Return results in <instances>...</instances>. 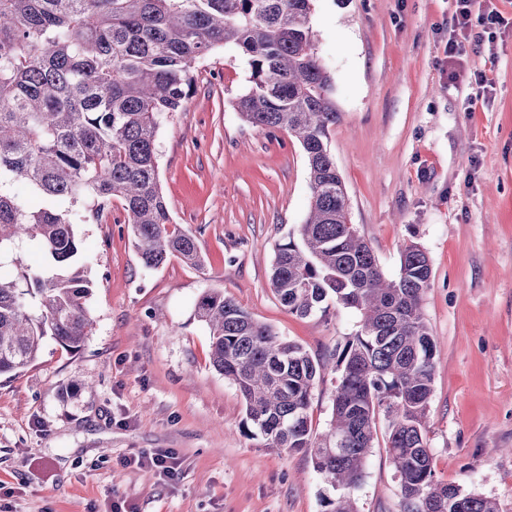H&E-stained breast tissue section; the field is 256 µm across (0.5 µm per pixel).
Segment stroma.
Listing matches in <instances>:
<instances>
[{
	"instance_id": "stroma-1",
	"label": "stroma",
	"mask_w": 512,
	"mask_h": 512,
	"mask_svg": "<svg viewBox=\"0 0 512 512\" xmlns=\"http://www.w3.org/2000/svg\"><path fill=\"white\" fill-rule=\"evenodd\" d=\"M494 4L502 25L474 26L453 65L452 0H314L312 24L332 66L329 147L350 221L386 274L405 242L431 262L435 477L512 512V0ZM247 80L241 57L216 50L159 130L162 191L202 269L175 258L143 268L120 203L112 222L78 225L93 326L80 351L49 340L0 376V512H111L117 497L134 512H323L333 496L304 453L243 434V401L213 369L195 315L220 290L320 357L357 330L354 311L301 318L271 288L275 247L308 210V170L287 131L233 111ZM149 448L176 453L178 481L122 466ZM353 495L359 512H400L384 439Z\"/></svg>"
}]
</instances>
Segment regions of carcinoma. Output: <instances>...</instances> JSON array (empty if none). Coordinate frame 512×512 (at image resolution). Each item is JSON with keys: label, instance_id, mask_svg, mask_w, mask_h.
Returning a JSON list of instances; mask_svg holds the SVG:
<instances>
[{"label": "carcinoma", "instance_id": "1", "mask_svg": "<svg viewBox=\"0 0 512 512\" xmlns=\"http://www.w3.org/2000/svg\"><path fill=\"white\" fill-rule=\"evenodd\" d=\"M313 2L0 0V259L16 268L0 275V376L33 363L48 339L81 349L93 321L90 257L76 226L99 219L112 199L144 268L173 257L203 267L162 194L157 136L164 115L185 110L199 61L229 46L250 70L235 112L255 127L288 131L308 168V212L276 245L273 292L300 317L330 300L360 314L356 333L320 358L224 293H203L196 316L210 331L213 368L244 401L245 434L308 454L340 491L324 500V512H357L351 492L382 419L403 512H500L495 500L434 477L424 427L437 351L423 312L430 260L404 243L388 276L348 222L328 146L339 112L314 41ZM27 239L41 244L50 271L14 258ZM328 369L332 418L316 435L309 408Z\"/></svg>", "mask_w": 512, "mask_h": 512}]
</instances>
